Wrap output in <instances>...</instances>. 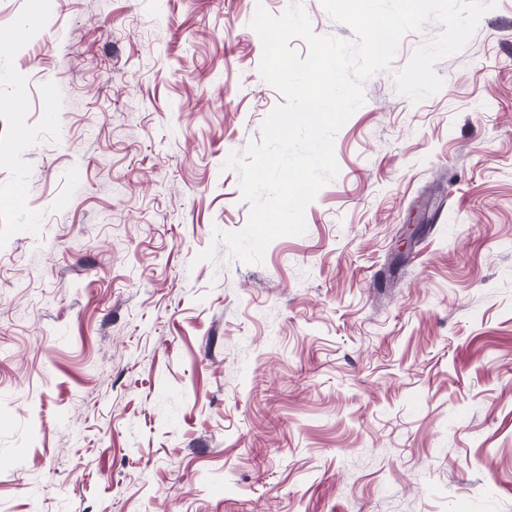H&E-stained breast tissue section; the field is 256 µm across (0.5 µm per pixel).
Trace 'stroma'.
I'll return each instance as SVG.
<instances>
[{"instance_id":"35a3bbf8","label":"stroma","mask_w":512,"mask_h":512,"mask_svg":"<svg viewBox=\"0 0 512 512\" xmlns=\"http://www.w3.org/2000/svg\"><path fill=\"white\" fill-rule=\"evenodd\" d=\"M260 2L0 0V512H512V0L247 264Z\"/></svg>"}]
</instances>
